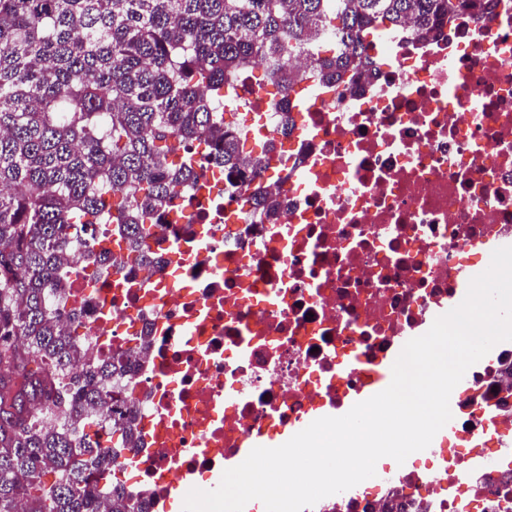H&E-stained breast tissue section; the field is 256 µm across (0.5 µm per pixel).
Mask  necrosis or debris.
Listing matches in <instances>:
<instances>
[{
    "label": "necrosis or debris",
    "mask_w": 512,
    "mask_h": 512,
    "mask_svg": "<svg viewBox=\"0 0 512 512\" xmlns=\"http://www.w3.org/2000/svg\"><path fill=\"white\" fill-rule=\"evenodd\" d=\"M371 53L378 74L356 93L308 77L289 133L251 86L245 106L277 157L255 183L282 201L276 223L225 197L211 167L207 188L176 199L179 223L153 226L158 266H96L93 289L68 280L89 357L120 352L135 368L142 442L112 481L152 510L177 474L210 476L244 436L341 403L512 241V0L419 42L382 33ZM454 413L434 469L387 471L308 512H512L511 342L467 370ZM483 455L492 464L474 466Z\"/></svg>",
    "instance_id": "necrosis-or-debris-1"
}]
</instances>
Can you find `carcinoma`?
<instances>
[{
	"label": "carcinoma",
	"instance_id": "carcinoma-1",
	"mask_svg": "<svg viewBox=\"0 0 512 512\" xmlns=\"http://www.w3.org/2000/svg\"><path fill=\"white\" fill-rule=\"evenodd\" d=\"M498 0H0V512H145L109 483L141 441L137 411L107 420L134 369L87 358L83 313L62 295L69 256L158 263L148 240L201 162L224 167V193L250 190L267 147L244 154L240 70L279 102L301 83L302 56L354 93L375 70L368 49L411 21L423 40ZM268 221L280 203L252 192ZM112 225L119 248L87 244ZM112 447L102 445V433Z\"/></svg>",
	"mask_w": 512,
	"mask_h": 512
}]
</instances>
